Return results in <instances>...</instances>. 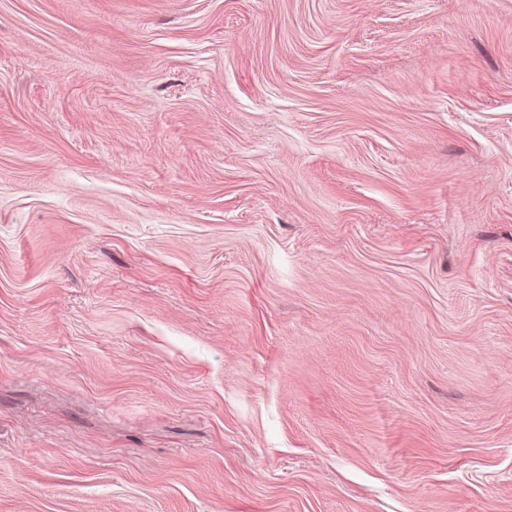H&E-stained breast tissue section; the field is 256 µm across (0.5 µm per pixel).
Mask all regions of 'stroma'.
<instances>
[{
  "instance_id": "stroma-1",
  "label": "stroma",
  "mask_w": 512,
  "mask_h": 512,
  "mask_svg": "<svg viewBox=\"0 0 512 512\" xmlns=\"http://www.w3.org/2000/svg\"><path fill=\"white\" fill-rule=\"evenodd\" d=\"M0 512H512V0H0Z\"/></svg>"
}]
</instances>
